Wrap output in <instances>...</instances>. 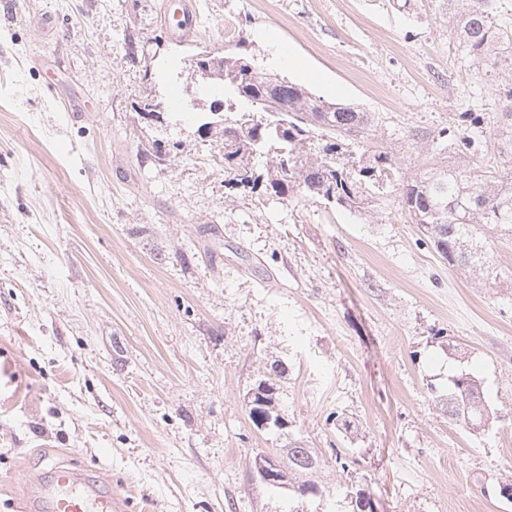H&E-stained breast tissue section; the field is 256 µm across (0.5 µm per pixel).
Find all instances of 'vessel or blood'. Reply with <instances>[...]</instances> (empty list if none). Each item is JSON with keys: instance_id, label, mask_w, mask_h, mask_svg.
I'll return each instance as SVG.
<instances>
[{"instance_id": "obj_1", "label": "vessel or blood", "mask_w": 512, "mask_h": 512, "mask_svg": "<svg viewBox=\"0 0 512 512\" xmlns=\"http://www.w3.org/2000/svg\"><path fill=\"white\" fill-rule=\"evenodd\" d=\"M173 19L172 31L177 37L195 33L198 16L188 0H181ZM27 485L39 512H130L134 503L131 495L80 483L78 475L69 469L56 470L54 484H45L34 476Z\"/></svg>"}]
</instances>
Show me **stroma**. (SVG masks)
I'll return each mask as SVG.
<instances>
[{
	"instance_id": "35a3bbf8",
	"label": "stroma",
	"mask_w": 512,
	"mask_h": 512,
	"mask_svg": "<svg viewBox=\"0 0 512 512\" xmlns=\"http://www.w3.org/2000/svg\"><path fill=\"white\" fill-rule=\"evenodd\" d=\"M0 0V512L24 474L76 470L134 512H512V243L495 288L450 270L401 204L429 164L500 158L498 96L437 0ZM244 44L266 71L374 113L396 157L360 215L229 182L192 55ZM189 103L160 122L144 98ZM470 137L469 150L459 148ZM284 367L258 426L248 397ZM480 379L464 431L438 395ZM352 432L337 429L342 419ZM322 460L317 497L265 484L259 454ZM177 4L179 7L173 14L175 24L172 27L169 20H167V25L169 26V31H172L177 37L186 38L196 32L198 16L191 8L189 2L178 1Z\"/></svg>"
}]
</instances>
